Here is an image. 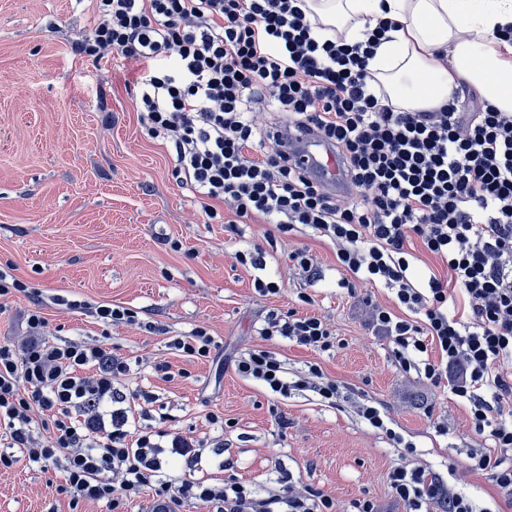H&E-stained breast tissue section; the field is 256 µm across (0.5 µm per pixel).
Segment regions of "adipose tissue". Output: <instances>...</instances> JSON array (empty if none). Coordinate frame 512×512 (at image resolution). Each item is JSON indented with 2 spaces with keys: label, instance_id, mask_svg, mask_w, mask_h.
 Listing matches in <instances>:
<instances>
[{
  "label": "adipose tissue",
  "instance_id": "ef3b65f1",
  "mask_svg": "<svg viewBox=\"0 0 512 512\" xmlns=\"http://www.w3.org/2000/svg\"><path fill=\"white\" fill-rule=\"evenodd\" d=\"M306 8L350 44L378 19L400 23L368 62L394 107L432 110L473 92L512 112V44L495 37L512 24V0H306Z\"/></svg>",
  "mask_w": 512,
  "mask_h": 512
}]
</instances>
